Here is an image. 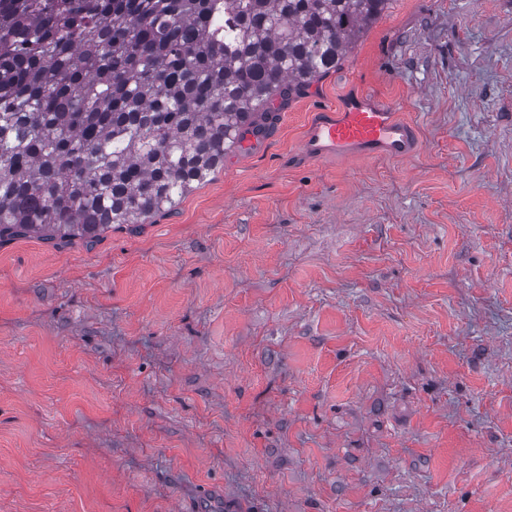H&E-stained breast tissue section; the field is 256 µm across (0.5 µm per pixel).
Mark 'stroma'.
<instances>
[{
	"label": "stroma",
	"instance_id": "35a3bbf8",
	"mask_svg": "<svg viewBox=\"0 0 512 512\" xmlns=\"http://www.w3.org/2000/svg\"><path fill=\"white\" fill-rule=\"evenodd\" d=\"M355 93L411 155L302 154ZM0 512H512V0H389L174 210L0 241Z\"/></svg>",
	"mask_w": 512,
	"mask_h": 512
}]
</instances>
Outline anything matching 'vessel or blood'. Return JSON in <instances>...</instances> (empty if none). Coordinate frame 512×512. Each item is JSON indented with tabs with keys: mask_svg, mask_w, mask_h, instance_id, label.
Here are the masks:
<instances>
[{
	"mask_svg": "<svg viewBox=\"0 0 512 512\" xmlns=\"http://www.w3.org/2000/svg\"><path fill=\"white\" fill-rule=\"evenodd\" d=\"M414 143L412 123L397 120L392 110L366 95L347 98L338 109L323 110L303 139L308 157L408 156Z\"/></svg>",
	"mask_w": 512,
	"mask_h": 512,
	"instance_id": "obj_1",
	"label": "vessel or blood"
}]
</instances>
